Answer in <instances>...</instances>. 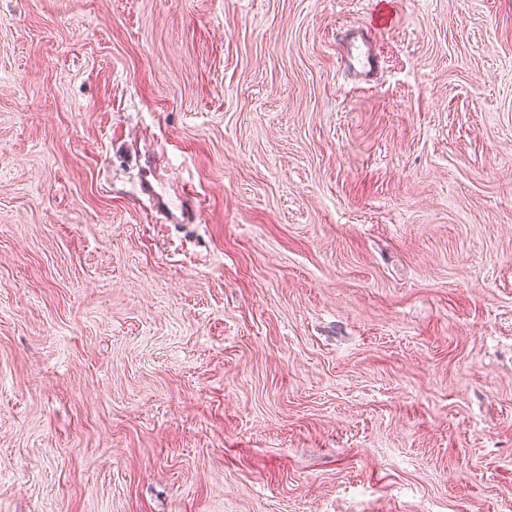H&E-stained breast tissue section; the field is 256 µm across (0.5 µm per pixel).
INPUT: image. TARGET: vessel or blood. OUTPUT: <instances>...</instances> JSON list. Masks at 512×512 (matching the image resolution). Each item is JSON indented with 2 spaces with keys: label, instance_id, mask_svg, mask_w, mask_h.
<instances>
[{
  "label": "vessel or blood",
  "instance_id": "obj_1",
  "mask_svg": "<svg viewBox=\"0 0 512 512\" xmlns=\"http://www.w3.org/2000/svg\"><path fill=\"white\" fill-rule=\"evenodd\" d=\"M392 21V0H378L368 22L348 26L340 34V60L344 72L369 79L381 68V56L373 41L375 31L386 28Z\"/></svg>",
  "mask_w": 512,
  "mask_h": 512
}]
</instances>
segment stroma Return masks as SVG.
I'll return each mask as SVG.
<instances>
[{"instance_id": "35a3bbf8", "label": "stroma", "mask_w": 512, "mask_h": 512, "mask_svg": "<svg viewBox=\"0 0 512 512\" xmlns=\"http://www.w3.org/2000/svg\"><path fill=\"white\" fill-rule=\"evenodd\" d=\"M0 0V512H512V0ZM392 9L391 0H378L368 22L348 26L340 33V60L344 72L369 80L381 69V56L372 33L390 25Z\"/></svg>"}]
</instances>
